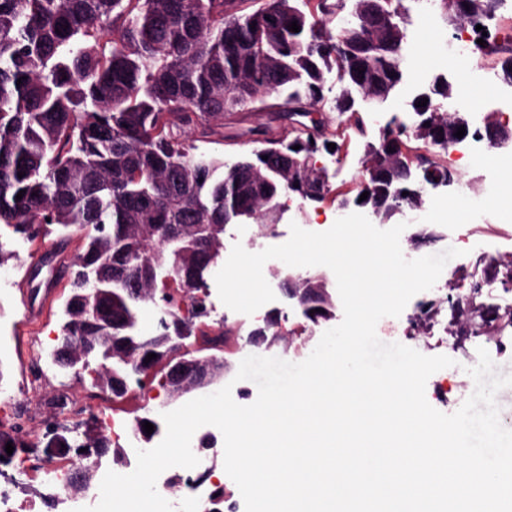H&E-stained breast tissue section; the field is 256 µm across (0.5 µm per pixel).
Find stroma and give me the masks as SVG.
Returning a JSON list of instances; mask_svg holds the SVG:
<instances>
[{"mask_svg":"<svg viewBox=\"0 0 512 512\" xmlns=\"http://www.w3.org/2000/svg\"><path fill=\"white\" fill-rule=\"evenodd\" d=\"M407 41L405 51L410 76L430 81L438 74H450L452 61L448 54V40L453 30L443 20L439 10L409 0L403 19ZM488 68L479 65L473 69L469 84L473 106L479 116L495 115L500 122L512 125V109L494 104L497 93L495 84L485 81ZM410 109L409 98L397 92L386 104L365 113L364 135H357L348 115L313 108L314 117L324 119L327 136L340 144L333 155L317 156V166L326 168L333 189L332 198L300 207L290 202L279 224L260 230L253 224H231L224 232V247L232 249L241 234H255L260 247L280 245L290 238L291 224L323 232L338 219L341 198H355L361 190L362 161L367 143L377 141L379 129L395 113ZM290 120L277 111L257 112L246 109L224 120V139L206 142V151L223 154L233 161L258 148L264 137L286 134ZM462 180L481 186L498 181L501 187L497 204L483 212L452 198L451 190L440 187L432 190L431 202L423 210L396 215L395 223H407L409 243L404 249L405 258L416 259L437 254L447 248L460 249L459 257L445 266L448 273V296H456V286L470 280L472 256L479 251L500 256L502 264L512 263V170L494 167L484 162L482 172L463 167L459 170ZM0 245L9 258L0 264V431L17 430L27 442L44 445L45 428L57 414L54 402L64 395L70 400L65 415L68 430L89 417H96L102 430H109L112 417L133 422L143 414L140 396L130 395L116 401L109 396H95L92 387L94 375L85 371L74 374L52 366L51 359L58 345L64 321L63 304L70 293V265L82 246V234L74 230L68 235L57 234L42 240L19 242L11 230L0 231ZM266 280L276 299L269 309L279 313L282 327L288 335L284 344L254 347L246 338L253 329L252 321L244 314L228 310L221 302L216 286H209L207 303L215 316L224 320L225 356L231 369H238L242 359L249 355L278 357L290 362L305 360L318 344L327 324L306 322L288 302L275 273H268ZM448 333L444 336L429 335L426 327L417 325L412 307H405L400 316L382 318L376 327L378 338L385 343L398 342L427 356L445 355L453 359L451 367L431 375L426 385V398L435 409L454 413L474 390L468 375L469 367L478 362L479 340L470 338L461 330L467 319L466 310L460 305L446 306ZM33 458L21 453L11 463L0 464V485L12 476L22 475L24 482L17 488L20 499L36 501L40 498L43 472L33 468Z\"/></svg>","mask_w":512,"mask_h":512,"instance_id":"stroma-1","label":"stroma"}]
</instances>
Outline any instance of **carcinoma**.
I'll list each match as a JSON object with an SVG mask.
<instances>
[{
  "mask_svg": "<svg viewBox=\"0 0 512 512\" xmlns=\"http://www.w3.org/2000/svg\"><path fill=\"white\" fill-rule=\"evenodd\" d=\"M348 1L350 19L338 18ZM244 2L0 0V224L29 241L57 227L84 232L60 346L104 349L111 337H127L131 358L106 361L93 383L114 398L124 395L115 382L131 379L149 348L165 349L142 319L156 289L186 296L190 305L174 304L171 318L194 329L209 314L197 293L224 259V225L275 224L287 200L320 203L331 193L327 170L314 162L330 151L320 121H300L231 163L200 150L186 130L207 140L224 128L225 115L262 109L273 93L285 115L306 116L323 102L332 72L342 84L332 108L352 112L355 96L387 98L403 76L404 0H318L314 13L300 0H263L245 13ZM436 2L460 25L496 6ZM371 10L392 17L394 27L377 34L368 26ZM299 15L294 33L290 24ZM472 53L478 62L495 59L512 79L511 34L476 43ZM456 119L429 101L392 115L378 143L367 145L362 191L379 221L421 208L427 187L458 181L457 171L431 154L389 151L392 138L446 151L463 142H448ZM278 151L298 161L292 172L277 168ZM394 182L412 192L393 195ZM89 269L112 288L101 305L110 321L99 329L77 308ZM84 443L116 464L125 459L101 431H86Z\"/></svg>",
  "mask_w": 512,
  "mask_h": 512,
  "instance_id": "carcinoma-1",
  "label": "carcinoma"
}]
</instances>
